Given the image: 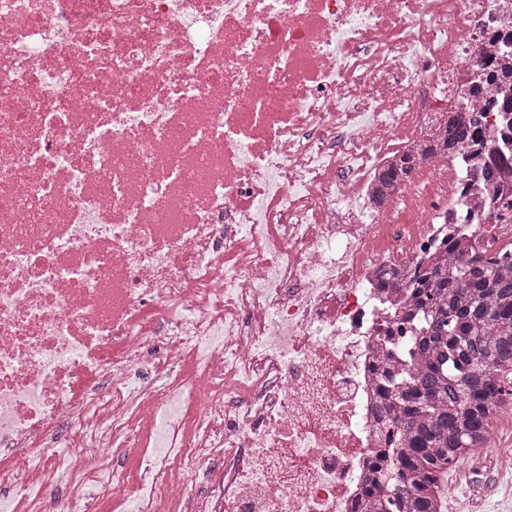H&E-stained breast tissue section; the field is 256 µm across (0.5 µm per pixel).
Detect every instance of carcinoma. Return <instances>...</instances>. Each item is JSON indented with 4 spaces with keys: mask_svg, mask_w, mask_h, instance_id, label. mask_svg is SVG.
Here are the masks:
<instances>
[{
    "mask_svg": "<svg viewBox=\"0 0 512 512\" xmlns=\"http://www.w3.org/2000/svg\"><path fill=\"white\" fill-rule=\"evenodd\" d=\"M477 116L448 119L445 147L462 149ZM413 375L385 372L382 396L396 428L374 463L381 479L368 490V512H435L439 476L469 451L484 448L512 406V264L462 259L436 270L416 293Z\"/></svg>",
    "mask_w": 512,
    "mask_h": 512,
    "instance_id": "1",
    "label": "carcinoma"
}]
</instances>
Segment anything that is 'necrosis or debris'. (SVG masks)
I'll use <instances>...</instances> for the list:
<instances>
[{"label":"necrosis or debris","instance_id":"obj_1","mask_svg":"<svg viewBox=\"0 0 512 512\" xmlns=\"http://www.w3.org/2000/svg\"><path fill=\"white\" fill-rule=\"evenodd\" d=\"M511 54L512 0H0L16 512H51L61 485L67 512L132 494L138 512H359L415 288L512 250L487 200L512 176L483 179L512 134L473 76ZM458 110L486 121L437 149ZM404 154L410 179L382 187ZM189 348L195 374L157 386Z\"/></svg>","mask_w":512,"mask_h":512}]
</instances>
